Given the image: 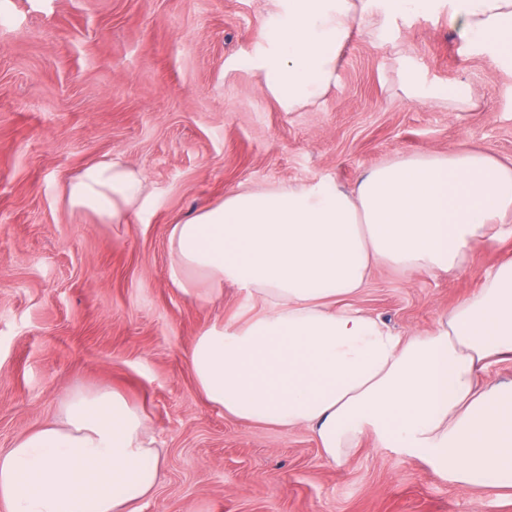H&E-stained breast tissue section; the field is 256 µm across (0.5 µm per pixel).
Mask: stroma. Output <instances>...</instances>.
I'll use <instances>...</instances> for the list:
<instances>
[{
    "mask_svg": "<svg viewBox=\"0 0 512 512\" xmlns=\"http://www.w3.org/2000/svg\"><path fill=\"white\" fill-rule=\"evenodd\" d=\"M268 0H0V449L54 420L76 389H113L166 456L143 512H512V488L463 490L444 470L365 439L326 463L309 430L208 405L188 364L207 326L260 301L169 281L171 225L241 185L353 188L367 169L467 141L512 160V72L467 53L446 12L355 25L335 88L284 112L242 57ZM462 81L458 112L408 91ZM119 156L151 200L124 223L70 212L64 182ZM512 239L453 273L375 268L355 304L406 335L480 288Z\"/></svg>",
    "mask_w": 512,
    "mask_h": 512,
    "instance_id": "obj_1",
    "label": "stroma"
}]
</instances>
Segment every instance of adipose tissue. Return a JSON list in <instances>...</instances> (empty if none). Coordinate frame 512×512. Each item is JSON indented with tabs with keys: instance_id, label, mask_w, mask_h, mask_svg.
I'll return each mask as SVG.
<instances>
[{
	"instance_id": "obj_1",
	"label": "adipose tissue",
	"mask_w": 512,
	"mask_h": 512,
	"mask_svg": "<svg viewBox=\"0 0 512 512\" xmlns=\"http://www.w3.org/2000/svg\"><path fill=\"white\" fill-rule=\"evenodd\" d=\"M267 48L246 59L282 111L335 87L356 19L378 27L447 7L469 49L512 69V0H270ZM142 171L118 158L64 188L71 209L119 224L143 208ZM512 236V163L467 145L382 162L352 190L318 180L237 187L169 233L171 282H232L261 298L240 323H215L188 361L207 402L247 423L305 428L329 463L373 438L423 457L455 486L512 487V258L481 288L407 336L355 307L371 272L463 267L479 244ZM161 473L142 411L114 390H77L60 415L0 450V512H141Z\"/></svg>"
}]
</instances>
